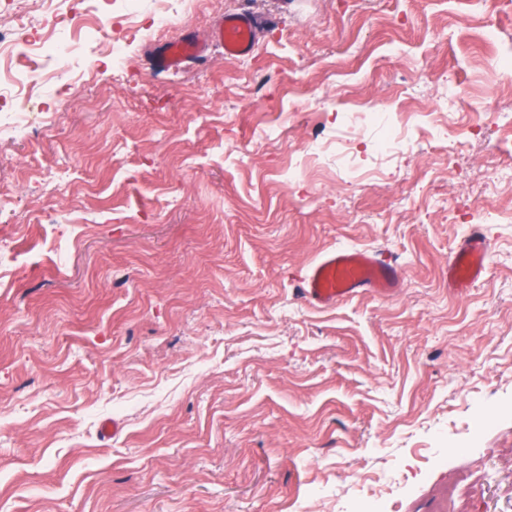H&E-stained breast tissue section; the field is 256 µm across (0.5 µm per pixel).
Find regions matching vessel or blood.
<instances>
[{
  "instance_id": "obj_1",
  "label": "vessel or blood",
  "mask_w": 512,
  "mask_h": 512,
  "mask_svg": "<svg viewBox=\"0 0 512 512\" xmlns=\"http://www.w3.org/2000/svg\"><path fill=\"white\" fill-rule=\"evenodd\" d=\"M267 20L242 10L221 17L210 41L186 32L151 45L147 52L150 69L156 74L180 72L208 57L209 42L220 45L225 56L246 58L253 54ZM490 244L480 226H472L448 261V287L464 292L481 280L488 269ZM404 286L400 267L379 251L336 247L310 263L297 284L299 297L313 306H333L362 293L380 296L398 294Z\"/></svg>"
}]
</instances>
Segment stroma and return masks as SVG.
<instances>
[{
	"label": "stroma",
	"mask_w": 512,
	"mask_h": 512,
	"mask_svg": "<svg viewBox=\"0 0 512 512\" xmlns=\"http://www.w3.org/2000/svg\"><path fill=\"white\" fill-rule=\"evenodd\" d=\"M99 8L121 68L89 51L48 137L0 147L33 214L0 211V512H356L362 475L396 480L390 512H512V0H187L162 29L159 0ZM236 9L273 20L248 61L149 72L147 46ZM449 83L444 149L415 109ZM354 96L409 115L391 161ZM314 138L325 176L289 179ZM64 154L68 190L38 186ZM476 222L490 263L458 296ZM337 246L395 258L401 293L301 301ZM490 244L479 225H473L448 261V288L463 293L487 273Z\"/></svg>",
	"instance_id": "1"
}]
</instances>
